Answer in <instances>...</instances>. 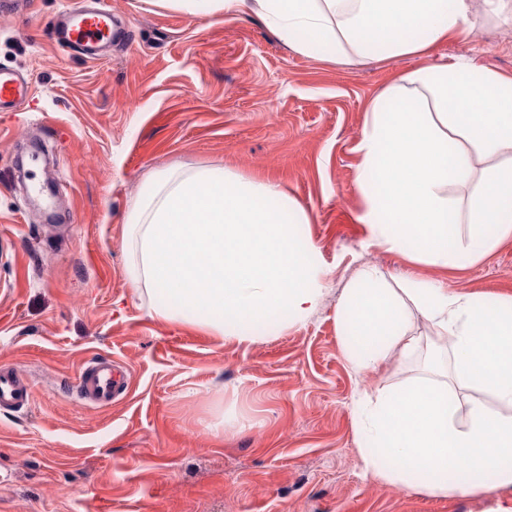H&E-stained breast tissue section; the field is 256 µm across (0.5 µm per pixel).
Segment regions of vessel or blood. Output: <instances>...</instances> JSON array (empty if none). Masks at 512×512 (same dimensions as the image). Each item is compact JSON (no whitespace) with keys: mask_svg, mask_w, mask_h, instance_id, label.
Returning <instances> with one entry per match:
<instances>
[{"mask_svg":"<svg viewBox=\"0 0 512 512\" xmlns=\"http://www.w3.org/2000/svg\"><path fill=\"white\" fill-rule=\"evenodd\" d=\"M59 43L89 58H99L111 43L115 31L112 11L102 0L95 5L69 7L61 11L54 25ZM30 92L29 82L14 72L0 69V109L20 107ZM128 371L118 369L107 357L92 359L76 376L75 392L82 402L108 407L127 394ZM31 389L14 369L0 368V410H15L29 404Z\"/></svg>","mask_w":512,"mask_h":512,"instance_id":"vessel-or-blood-1","label":"vessel or blood"}]
</instances>
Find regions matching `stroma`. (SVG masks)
<instances>
[{
  "mask_svg": "<svg viewBox=\"0 0 512 512\" xmlns=\"http://www.w3.org/2000/svg\"><path fill=\"white\" fill-rule=\"evenodd\" d=\"M75 0H0V68L33 97L0 112V366L29 405L0 411V512H500L512 491L431 496L367 474L352 401L423 376L430 350L353 372L337 302L364 267L449 291L512 295V239L464 268L372 243L357 151L372 97L464 56L512 79V25L488 22L430 57L350 66L292 50L249 18L106 0L132 43L95 61L56 45ZM221 166L276 181L308 211L325 271L316 313L240 343L151 316L126 275L125 220L152 174ZM123 362L129 396L72 391L93 357Z\"/></svg>",
  "mask_w": 512,
  "mask_h": 512,
  "instance_id": "35a3bbf8",
  "label": "stroma"
}]
</instances>
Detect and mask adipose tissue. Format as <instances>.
<instances>
[{
	"mask_svg": "<svg viewBox=\"0 0 512 512\" xmlns=\"http://www.w3.org/2000/svg\"><path fill=\"white\" fill-rule=\"evenodd\" d=\"M208 14L255 16L298 53L341 64L425 55L477 25L472 0H208ZM358 151V220L373 242L464 268L512 238V80L466 57L405 73L370 101ZM467 184L463 240L448 188ZM309 221L277 182L217 166L166 169L128 214L127 274L138 292L161 297L154 318L250 341L322 303ZM384 282L380 270H361L338 302L352 371L413 355L417 314L433 324L431 345L449 366L446 380L420 377L354 400L366 472L432 496L512 489V296Z\"/></svg>",
	"mask_w": 512,
	"mask_h": 512,
	"instance_id": "ef3b65f1",
	"label": "adipose tissue"
}]
</instances>
